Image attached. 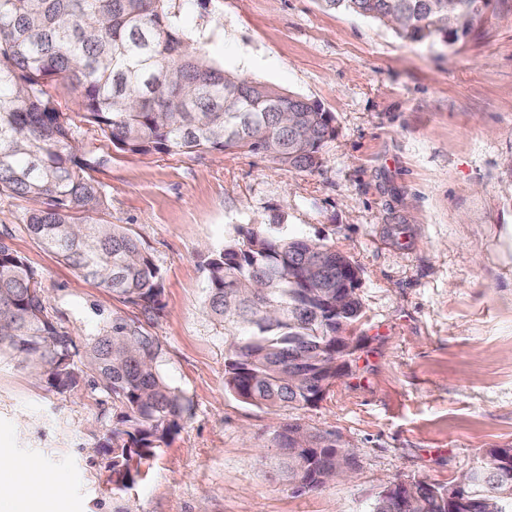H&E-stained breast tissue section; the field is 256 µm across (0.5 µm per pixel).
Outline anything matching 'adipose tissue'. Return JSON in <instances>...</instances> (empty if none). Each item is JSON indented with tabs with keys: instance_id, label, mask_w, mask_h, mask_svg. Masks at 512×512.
<instances>
[{
	"instance_id": "ef3b65f1",
	"label": "adipose tissue",
	"mask_w": 512,
	"mask_h": 512,
	"mask_svg": "<svg viewBox=\"0 0 512 512\" xmlns=\"http://www.w3.org/2000/svg\"><path fill=\"white\" fill-rule=\"evenodd\" d=\"M65 494V486L46 470L17 465L0 473V501L8 503L11 512H43L44 505Z\"/></svg>"
}]
</instances>
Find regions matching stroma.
<instances>
[{"label":"stroma","instance_id":"1","mask_svg":"<svg viewBox=\"0 0 512 512\" xmlns=\"http://www.w3.org/2000/svg\"><path fill=\"white\" fill-rule=\"evenodd\" d=\"M184 15L226 71L320 104L336 135L319 169L299 171L236 149L123 152L82 124L106 220L161 271L148 315L40 248L23 229L32 202L0 195V238L35 271L55 324L83 339L115 313L139 322L192 404L117 491L98 449L111 402L57 392L5 358L0 465L54 473L67 494L50 512H369L386 483L453 485L488 449L512 447V0L451 45L320 0H193ZM279 213L289 236L354 262L362 315L323 398L273 411L225 387L229 338L205 310V258ZM295 422L353 450L350 479L298 490L272 443Z\"/></svg>","mask_w":512,"mask_h":512}]
</instances>
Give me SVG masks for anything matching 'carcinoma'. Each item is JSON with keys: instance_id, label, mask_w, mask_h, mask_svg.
<instances>
[{"instance_id": "cac0c4a2", "label": "carcinoma", "mask_w": 512, "mask_h": 512, "mask_svg": "<svg viewBox=\"0 0 512 512\" xmlns=\"http://www.w3.org/2000/svg\"><path fill=\"white\" fill-rule=\"evenodd\" d=\"M372 18L411 42L449 44L472 31L492 0H322ZM208 38L187 29L175 0H0V195L40 203L28 235L65 265L146 313L159 308L163 277L140 241L101 217L106 195L78 155L76 119L124 152L245 150L290 168L322 165L335 128L320 105L224 71ZM68 82L74 114L48 92ZM206 308L232 328L226 388L268 409L317 403L353 354L341 335L361 314L357 295L336 307V285L359 281L328 244L293 239L284 216L240 228L208 251ZM34 370L54 390L82 386L112 398L118 423L103 444L112 489L134 482L142 461L180 428L190 400L161 366L160 339L114 315L78 342L48 317L26 258L0 240V357ZM303 362L304 379L288 380ZM288 477L317 490L346 451L299 424L275 432ZM463 488L411 479L384 487L370 512H512V448H491Z\"/></svg>"}]
</instances>
